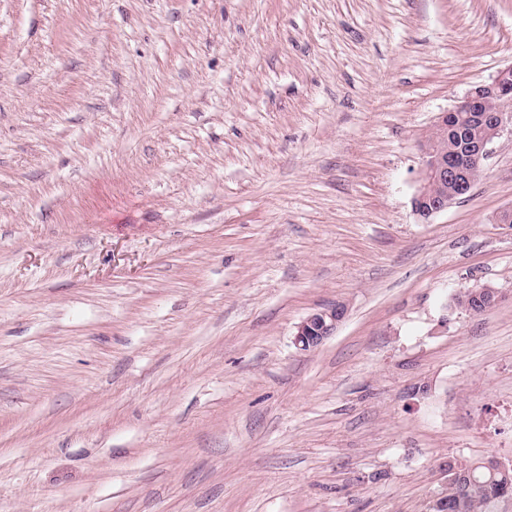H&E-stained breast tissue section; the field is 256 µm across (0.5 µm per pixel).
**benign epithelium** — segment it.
Returning <instances> with one entry per match:
<instances>
[{"instance_id":"obj_1","label":"benign epithelium","mask_w":512,"mask_h":512,"mask_svg":"<svg viewBox=\"0 0 512 512\" xmlns=\"http://www.w3.org/2000/svg\"><path fill=\"white\" fill-rule=\"evenodd\" d=\"M461 112L473 113L479 134L450 152L444 140L456 130ZM509 127L512 128V65L489 82L470 89L458 106L439 115L423 145L420 186L412 199L414 212L427 219L469 194L474 186L470 164L482 167L496 139ZM344 315L345 308L339 303L315 311L297 326L294 344L301 350L318 346L336 330Z\"/></svg>"}]
</instances>
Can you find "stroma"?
Here are the masks:
<instances>
[{
  "mask_svg": "<svg viewBox=\"0 0 512 512\" xmlns=\"http://www.w3.org/2000/svg\"><path fill=\"white\" fill-rule=\"evenodd\" d=\"M510 65L512 0H0V512H432L512 467V135L412 209ZM461 137L474 134L466 116L478 125L479 134L448 152L444 140L448 131L454 132L459 124ZM510 127L512 134V65L500 70L489 82L469 90L464 100L437 118L430 137L423 145V163L420 186L412 199L414 212L423 219L448 208L466 196L473 188L470 164L481 168L489 157L492 145L503 131ZM449 189V191H448ZM344 315L345 308L339 303L315 311L297 326L294 344L301 350L317 347L336 330Z\"/></svg>",
  "mask_w": 512,
  "mask_h": 512,
  "instance_id": "35a3bbf8",
  "label": "stroma"
}]
</instances>
